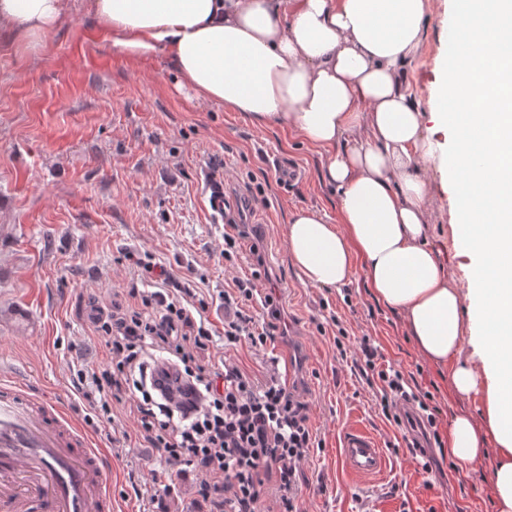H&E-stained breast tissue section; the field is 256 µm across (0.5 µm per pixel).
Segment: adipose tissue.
<instances>
[{
    "mask_svg": "<svg viewBox=\"0 0 512 512\" xmlns=\"http://www.w3.org/2000/svg\"><path fill=\"white\" fill-rule=\"evenodd\" d=\"M451 82L421 112L407 65L424 42L426 0H87L113 57L163 55L197 100L300 136L323 156L336 223L294 211L286 231L306 283L340 288L363 267L420 350L449 366L480 416L456 415L449 453L496 452V512H512V0H455ZM69 0H0V36L37 51ZM458 130L450 152L430 123ZM456 188L468 290L429 243L430 165ZM471 354H464V343Z\"/></svg>",
    "mask_w": 512,
    "mask_h": 512,
    "instance_id": "adipose-tissue-1",
    "label": "adipose tissue"
}]
</instances>
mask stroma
Instances as JSON below:
<instances>
[{
  "label": "stroma",
  "instance_id": "35a3bbf8",
  "mask_svg": "<svg viewBox=\"0 0 512 512\" xmlns=\"http://www.w3.org/2000/svg\"><path fill=\"white\" fill-rule=\"evenodd\" d=\"M84 2L72 0L37 56L0 41V373L59 406L101 449L112 512H150L141 492L161 467L156 450L109 440L86 425L79 407L72 362L104 363L81 305L93 299L107 306L124 292L131 274L119 256L128 247L149 251L176 274L196 271L209 293L223 289L224 227L211 216L204 186L206 162L217 155L227 162V193L260 186L270 201L248 221L262 227L259 248L280 290L289 335L275 349L256 354L243 347L237 356L256 371L295 354L304 359L322 446L301 467V512H494L493 455L460 468L453 480L425 472L406 452L402 430L382 417L374 391L336 358L334 315L351 336L375 339L395 368L421 370L422 386H438L443 434L455 415L483 404L482 395L455 392L449 367L421 354L404 318L375 300L363 271L342 289L301 279L288 253L290 214H336L318 151L288 131L256 127L244 113L198 102L189 89H177L164 56L148 65L114 58ZM453 23L454 0H427L422 52L408 74L422 111L433 109ZM429 189V241L466 287L472 258L455 246V186L434 169ZM351 425L386 444L383 475L357 478L342 465L339 436Z\"/></svg>",
  "mask_w": 512,
  "mask_h": 512
}]
</instances>
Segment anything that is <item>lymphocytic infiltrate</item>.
Here are the masks:
<instances>
[{"mask_svg":"<svg viewBox=\"0 0 512 512\" xmlns=\"http://www.w3.org/2000/svg\"><path fill=\"white\" fill-rule=\"evenodd\" d=\"M133 274L125 295L111 307L92 302L87 319L105 348L104 367L73 369V386L97 421L129 405L137 416L136 442L156 448L163 463L150 496H169L185 472L194 476L186 512H298L300 466L321 447L312 407L280 373L258 376L233 352H258L277 339L280 312L272 292L260 288L263 269L233 276L219 297L224 307V355L213 351L209 304L187 279L154 256L125 249ZM338 328L342 362L358 369L375 389L383 417L412 431L411 457L444 447L437 426L442 411L414 373L386 364L370 337L349 348Z\"/></svg>","mask_w":512,"mask_h":512,"instance_id":"1","label":"lymphocytic infiltrate"}]
</instances>
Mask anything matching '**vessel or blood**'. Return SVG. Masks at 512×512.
<instances>
[{"label": "vessel or blood", "instance_id": "vessel-or-blood-1", "mask_svg": "<svg viewBox=\"0 0 512 512\" xmlns=\"http://www.w3.org/2000/svg\"><path fill=\"white\" fill-rule=\"evenodd\" d=\"M339 455L354 476L382 474L375 436L346 429ZM109 474L100 449L50 404L0 383V512H110Z\"/></svg>", "mask_w": 512, "mask_h": 512}]
</instances>
